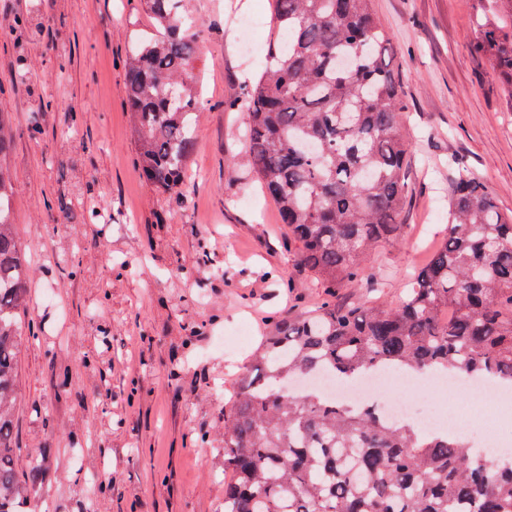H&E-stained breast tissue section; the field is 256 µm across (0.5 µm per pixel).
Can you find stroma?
I'll use <instances>...</instances> for the list:
<instances>
[{
  "mask_svg": "<svg viewBox=\"0 0 512 512\" xmlns=\"http://www.w3.org/2000/svg\"><path fill=\"white\" fill-rule=\"evenodd\" d=\"M0 0V110L15 132L6 164L30 268L36 340L18 354L15 457L37 453L46 512H224V404L250 350L225 341L313 308L323 290L296 265L230 109L264 55L240 50L230 14L272 0H184L198 35L203 102L177 192L139 175L124 100L125 58L154 28L140 0ZM407 110L412 168L405 227L367 275L397 302L446 233L448 163L465 161L512 212V89L473 48L474 0H373ZM416 410L447 406L477 440L480 393L412 388Z\"/></svg>",
  "mask_w": 512,
  "mask_h": 512,
  "instance_id": "1",
  "label": "stroma"
}]
</instances>
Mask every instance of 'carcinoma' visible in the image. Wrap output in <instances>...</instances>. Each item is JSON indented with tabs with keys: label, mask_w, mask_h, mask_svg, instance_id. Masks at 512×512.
Here are the masks:
<instances>
[{
	"label": "carcinoma",
	"mask_w": 512,
	"mask_h": 512,
	"mask_svg": "<svg viewBox=\"0 0 512 512\" xmlns=\"http://www.w3.org/2000/svg\"><path fill=\"white\" fill-rule=\"evenodd\" d=\"M141 2L155 34L126 57L125 103L136 167L166 194L181 187L196 144L197 47L182 0ZM372 2L274 0L268 65L229 104L247 116L252 171L325 299L273 319L252 358L256 373L224 405V512H512V461L314 388L282 393L298 376L344 380L390 368L512 384V214L460 159L450 164L447 237L405 299L336 301L367 259L400 237L408 191L406 104ZM473 28L477 47L512 87V0H476ZM13 141L0 111V158ZM11 196L0 167V512H34L41 465L33 459L25 480L15 466L18 352L30 327Z\"/></svg>",
	"instance_id": "carcinoma-1"
}]
</instances>
